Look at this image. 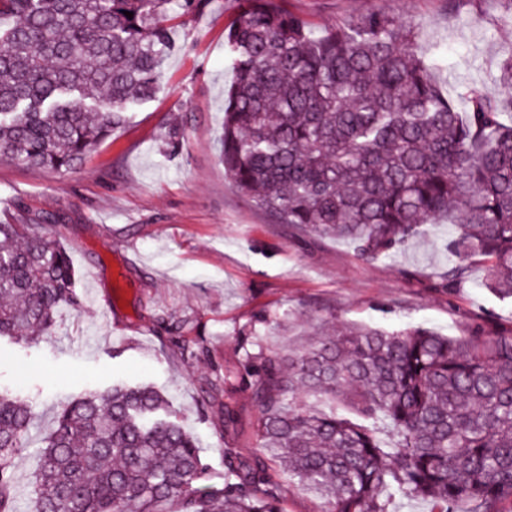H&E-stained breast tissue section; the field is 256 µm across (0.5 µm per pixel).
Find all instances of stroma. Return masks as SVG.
<instances>
[{
    "mask_svg": "<svg viewBox=\"0 0 512 512\" xmlns=\"http://www.w3.org/2000/svg\"><path fill=\"white\" fill-rule=\"evenodd\" d=\"M322 32L371 15L410 27L446 64L436 80L460 100L469 87L498 97L512 55V0H282ZM237 0H208L175 19L178 47L155 96L82 164L58 171L0 162V222L50 217L79 274L77 307L44 336L0 337V390L33 413L14 460L17 512H33L41 440L63 403L117 381L147 382L193 430L215 481L224 451L257 452L259 410L238 372L247 354L282 355L335 321L397 330L424 325L469 334L491 317L512 334V304L483 283L484 265L447 290L440 225L366 261L345 240L299 235L254 204L224 172L217 135L233 81L224 55ZM181 337V358L170 337ZM235 423L224 425L225 409Z\"/></svg>",
    "mask_w": 512,
    "mask_h": 512,
    "instance_id": "1",
    "label": "stroma"
}]
</instances>
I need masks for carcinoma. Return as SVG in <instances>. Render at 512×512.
<instances>
[{"mask_svg": "<svg viewBox=\"0 0 512 512\" xmlns=\"http://www.w3.org/2000/svg\"><path fill=\"white\" fill-rule=\"evenodd\" d=\"M203 0H0V161L81 163L157 88L170 12ZM133 13L129 19L124 12ZM224 51L235 72L218 138L224 171L299 234L351 242L374 260L448 221V289L474 261L512 301V56L498 98L471 87L459 112L410 28L389 17L313 31L279 0H239ZM47 217L0 224V336L48 331L77 304L76 271ZM294 356L247 355L260 452L224 451L212 481L193 434L149 384L63 406L33 481L35 512H285L280 467L327 512L512 507V336L342 324ZM333 408L317 412L305 398ZM347 406L362 421L340 415ZM382 418L385 447L367 420ZM30 406L0 391V512H16L13 465Z\"/></svg>", "mask_w": 512, "mask_h": 512, "instance_id": "1", "label": "carcinoma"}]
</instances>
